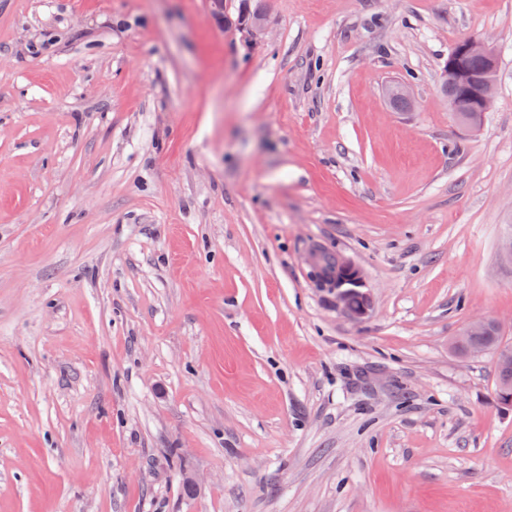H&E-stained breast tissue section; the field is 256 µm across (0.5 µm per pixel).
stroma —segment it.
<instances>
[{
  "instance_id": "stroma-1",
  "label": "stroma",
  "mask_w": 512,
  "mask_h": 512,
  "mask_svg": "<svg viewBox=\"0 0 512 512\" xmlns=\"http://www.w3.org/2000/svg\"><path fill=\"white\" fill-rule=\"evenodd\" d=\"M263 5L252 41L206 0H0V512H512L495 360L450 347L512 345V0ZM459 48V54L451 57L448 62L446 60L442 67L441 91L443 95L448 93V106L455 122L464 128H478L485 112L490 110L495 100L498 57L493 47L477 38L463 40ZM462 56L479 62L480 76L477 82L459 65L458 61ZM447 63L445 75L448 77V88L445 89L442 72ZM461 86L469 90L471 104L468 107H462L455 96V90ZM324 251H314L309 258L313 278L327 291L336 295V306L347 316L360 318L371 306V296L364 291L363 275L348 260L334 254L328 270L322 266ZM358 301V305L354 304ZM498 330H500L499 324H495ZM487 328V323L485 321H476L470 324L460 336L456 337L455 344H466L468 346V353L473 356L482 355L486 352H489V348L485 346H474L470 345L469 340L475 336H480L479 342L485 344L491 348H495L501 345L502 336H500V332L493 326L488 327V331L486 336H482L485 334Z\"/></svg>"
}]
</instances>
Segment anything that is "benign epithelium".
Instances as JSON below:
<instances>
[{"mask_svg": "<svg viewBox=\"0 0 512 512\" xmlns=\"http://www.w3.org/2000/svg\"><path fill=\"white\" fill-rule=\"evenodd\" d=\"M232 0H207V14L217 20L226 30L244 32L249 36H258L267 29L266 15L258 16L252 25H239L230 18ZM465 57L480 64V76L475 80L459 65V58ZM498 57L493 47L477 38H468L460 43L459 55L448 61L445 75L448 77V106L455 122L464 128L473 129L481 125L485 112L492 107L496 96V72ZM389 101L400 99L412 110L417 99L411 87L406 83H396L384 88ZM323 252L314 251L309 258L313 278L326 290L336 295V306L347 316L359 318L367 313L371 306L369 292L363 290V275L359 268L348 260L336 255L329 269L322 266ZM487 323L476 321L470 324L456 344L468 345V353L477 356L488 352L485 346H474L469 340L485 334Z\"/></svg>", "mask_w": 512, "mask_h": 512, "instance_id": "obj_1", "label": "benign epithelium"}]
</instances>
